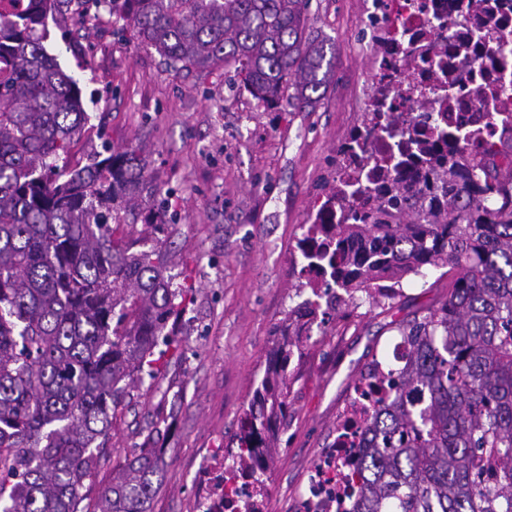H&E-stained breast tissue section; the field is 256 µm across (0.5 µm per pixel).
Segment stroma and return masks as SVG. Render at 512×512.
<instances>
[{
	"label": "stroma",
	"mask_w": 512,
	"mask_h": 512,
	"mask_svg": "<svg viewBox=\"0 0 512 512\" xmlns=\"http://www.w3.org/2000/svg\"><path fill=\"white\" fill-rule=\"evenodd\" d=\"M373 0H312L310 24L333 47V77L315 108L270 111L239 86L234 69L172 71L155 49L123 40L118 15L82 20L64 9L46 19L49 52L79 83L90 120L72 164L104 147L135 148L179 221L145 245L166 255L174 282L196 297L177 329L183 355L159 386L130 389L85 492L94 507L114 467L137 448L164 447L151 512H195L196 485L234 437L278 347L288 312L309 289L297 242L336 184V156L370 107L377 44ZM448 296L439 270L403 278L391 298L336 308L288 371V422L267 471L265 512H293L311 465L328 447L353 383L396 336L390 324Z\"/></svg>",
	"instance_id": "35a3bbf8"
}]
</instances>
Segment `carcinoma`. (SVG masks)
Listing matches in <instances>:
<instances>
[{
  "label": "carcinoma",
  "mask_w": 512,
  "mask_h": 512,
  "mask_svg": "<svg viewBox=\"0 0 512 512\" xmlns=\"http://www.w3.org/2000/svg\"><path fill=\"white\" fill-rule=\"evenodd\" d=\"M0 13V512H84L85 481L127 389L180 357L175 326L193 288L165 256V232L116 233L147 179L133 151L71 165L88 120L78 81L44 46L59 0ZM131 39L175 70L235 67L267 108L313 106L331 78L311 0H123ZM414 179L324 230L320 261L338 288L376 299L380 281L433 267L448 300L396 331L409 346L403 389L367 430L356 476L362 512H512V164L465 148L413 145ZM278 347L241 419L234 461L278 447L288 367ZM499 459L482 479L475 450ZM163 448L125 457L94 512H149Z\"/></svg>",
  "instance_id": "cac0c4a2"
}]
</instances>
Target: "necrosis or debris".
Returning <instances> with one entry per match:
<instances>
[{
  "label": "necrosis or debris",
  "mask_w": 512,
  "mask_h": 512,
  "mask_svg": "<svg viewBox=\"0 0 512 512\" xmlns=\"http://www.w3.org/2000/svg\"><path fill=\"white\" fill-rule=\"evenodd\" d=\"M474 16L467 0H384L388 36L378 59L391 84L384 113L416 117L419 131L441 144L500 149L512 128L488 120L486 111L512 112V0H487ZM504 32L493 43L490 30ZM482 88V101L472 97ZM406 127L382 123L358 129L344 144L354 177L375 182L377 158L396 153ZM407 346L395 340L387 356L366 368L336 420L335 437L308 472L297 512H354L359 494L348 477L379 401L397 390ZM202 499L211 512H262V484L236 476L231 463L215 465Z\"/></svg>",
  "instance_id": "obj_1"
}]
</instances>
